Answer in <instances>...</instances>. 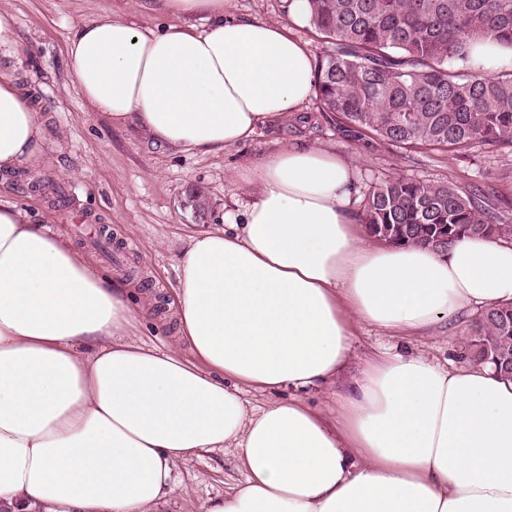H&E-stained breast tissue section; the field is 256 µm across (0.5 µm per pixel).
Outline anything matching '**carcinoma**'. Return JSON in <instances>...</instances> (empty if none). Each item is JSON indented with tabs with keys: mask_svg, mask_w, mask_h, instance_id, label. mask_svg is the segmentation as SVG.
<instances>
[{
	"mask_svg": "<svg viewBox=\"0 0 512 512\" xmlns=\"http://www.w3.org/2000/svg\"><path fill=\"white\" fill-rule=\"evenodd\" d=\"M310 26L328 48L316 62L323 111L342 127L393 146L465 154L512 145V70L469 65L477 41L512 44V0H309ZM493 194L464 193L392 176L370 186L360 221L397 245L443 251L463 236L497 237ZM471 357L512 376V305L488 308L472 327Z\"/></svg>",
	"mask_w": 512,
	"mask_h": 512,
	"instance_id": "carcinoma-1",
	"label": "carcinoma"
}]
</instances>
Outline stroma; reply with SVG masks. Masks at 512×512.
I'll list each match as a JSON object with an SVG mask.
<instances>
[{"label":"stroma","instance_id":"obj_1","mask_svg":"<svg viewBox=\"0 0 512 512\" xmlns=\"http://www.w3.org/2000/svg\"><path fill=\"white\" fill-rule=\"evenodd\" d=\"M18 22L20 40L12 53H0V69H12L47 128L43 160L0 178V195L13 199L38 224L67 237L102 270L136 282L156 303L140 329L144 342L173 346L177 332L168 306L175 299L178 253L203 223L220 224L246 203L236 174L264 153L285 146L325 147L353 157L360 190L376 181L404 175L426 182H452L468 188L476 173L486 174L495 191L499 223L512 225V146H484L468 156L426 147H396L340 130L323 112L318 97L300 110L263 126L244 144L217 154L171 150L133 125H116L91 110L70 77L67 45L83 21L112 17L141 28L158 29L170 17L146 8L145 0H0ZM43 181L36 189L35 181ZM67 195L58 200L52 186ZM202 189L210 202L206 221L195 220L183 203L189 189ZM113 235L111 253L91 245L100 231ZM473 317L459 320L444 335L401 336L357 325L351 359L336 383L300 397L321 413L335 415L343 395L366 361L392 348L424 355L440 365H465L462 355ZM233 449L191 456L176 463L172 491L158 512H197L208 499L243 483Z\"/></svg>","mask_w":512,"mask_h":512}]
</instances>
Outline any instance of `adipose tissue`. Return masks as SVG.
Returning a JSON list of instances; mask_svg holds the SVG:
<instances>
[{
  "label": "adipose tissue",
  "mask_w": 512,
  "mask_h": 512,
  "mask_svg": "<svg viewBox=\"0 0 512 512\" xmlns=\"http://www.w3.org/2000/svg\"><path fill=\"white\" fill-rule=\"evenodd\" d=\"M227 0H153L202 27L79 23L70 76L112 122L173 149L217 153L305 105L309 51L288 24L234 18ZM45 128L0 72V171L36 167ZM358 167L291 146L239 172L240 220L189 237L177 264L179 346L139 341L134 300L49 225L0 198V512H153L173 466L233 449L245 481L198 512H512V380L394 352L355 377L337 420L277 392L338 375L352 329L438 331L512 303V243L438 252L359 224Z\"/></svg>",
  "instance_id": "ef3b65f1"
}]
</instances>
